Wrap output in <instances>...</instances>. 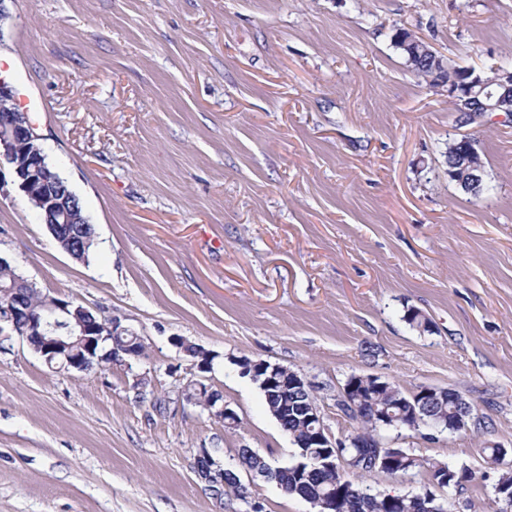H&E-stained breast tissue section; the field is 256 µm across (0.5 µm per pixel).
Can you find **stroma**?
I'll use <instances>...</instances> for the list:
<instances>
[{
	"label": "stroma",
	"mask_w": 512,
	"mask_h": 512,
	"mask_svg": "<svg viewBox=\"0 0 512 512\" xmlns=\"http://www.w3.org/2000/svg\"><path fill=\"white\" fill-rule=\"evenodd\" d=\"M4 7L0 79L29 96L98 247L86 263L64 252L6 172L0 257L119 320L144 351L67 372L0 327V512H313L239 463L243 448L279 463L294 452L241 357L303 375L336 439L356 428L336 407L351 375L458 391L466 430L380 438L476 471L447 497L453 512H491L512 469V117L461 124L391 37L413 30L451 68L512 69V0ZM461 132L485 163L478 198L448 176ZM177 337L215 353L207 379L236 429L186 402ZM203 448L247 498L212 495L194 469Z\"/></svg>",
	"instance_id": "35a3bbf8"
}]
</instances>
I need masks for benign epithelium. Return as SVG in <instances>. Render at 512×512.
<instances>
[{
    "mask_svg": "<svg viewBox=\"0 0 512 512\" xmlns=\"http://www.w3.org/2000/svg\"><path fill=\"white\" fill-rule=\"evenodd\" d=\"M404 46H415L421 49V54L429 57L437 54L430 43L412 31L404 38ZM448 98L455 101L457 110L463 113H512V69H497L496 84L491 89L480 81V73L470 69L462 78L448 84ZM2 105L6 111L0 113V168L8 167L18 188L36 200L44 223H80L79 198L66 182L46 167L33 124L26 113L16 108L11 88L0 80ZM22 287L24 282L16 278L0 284V297L6 299V304L0 307V322L8 323L12 331L25 339L30 349L43 357L47 364H58L68 371H87L101 364L99 350L109 339L113 341L110 361L122 362L131 354V345L118 344L116 340L121 336H132L134 332L118 320L93 319L88 309L54 297L45 300L42 314H33L31 309L24 307ZM174 344L191 356L195 375L213 370L215 355L212 351L189 344L182 338L174 339ZM237 364L241 374L250 376L254 381L261 380V385L272 393L304 392L310 388L309 382L298 372L285 373L283 367L276 363L241 358ZM184 398L189 403L203 405L216 419H235V414L224 406L222 392L213 391L199 380L185 386ZM304 410L305 419L310 423L311 441L320 448L333 449L331 453H324V463L336 465L334 449L338 445L329 435L318 405L307 404ZM195 472L215 489V494L226 488L224 469L205 448L196 456Z\"/></svg>",
    "mask_w": 512,
    "mask_h": 512,
    "instance_id": "7a95c632",
    "label": "benign epithelium"
}]
</instances>
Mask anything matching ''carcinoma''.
Returning <instances> with one entry per match:
<instances>
[{"label":"carcinoma","instance_id":"carcinoma-1","mask_svg":"<svg viewBox=\"0 0 512 512\" xmlns=\"http://www.w3.org/2000/svg\"><path fill=\"white\" fill-rule=\"evenodd\" d=\"M405 29L398 28L393 35V44L405 58L415 75L429 86L438 85V81H448L465 72L463 68H448L444 59L436 61L419 56L402 46L399 37ZM444 157L448 167L458 172L462 179L460 186L477 197L484 191L485 166L477 148L463 154L457 147V140L448 138ZM69 229L81 233L83 238V260H88L93 252L96 237L91 224H71ZM394 386H377L369 381L365 383V393L346 401L336 399V406L347 417L360 424V431L346 437L347 447L336 449L342 455L345 466L363 475L374 472L366 460L385 453L392 465L382 472L393 477L409 475L418 470L429 474V482L421 486L418 492L401 494L391 498L384 493H373L368 486L355 483L346 478L343 470L329 468L319 461L321 449L303 448L301 443L307 438L308 425L301 414L288 411V420L283 422L281 430L288 435L296 446L291 460L282 464H271L267 458L251 448L239 451L242 467L256 472L266 481L276 484L284 493L297 496L314 504L319 512H430L432 500L427 498L430 483L441 481L452 474L447 488H459L476 478L469 468H457L446 462L417 456L404 448H379L380 439L375 432L383 429L417 430L421 424L431 422L436 426L453 428L460 414L459 404L450 396L434 403L426 410L404 397L392 393ZM512 490V470L499 474L493 485L494 512H512V499L506 500L503 493Z\"/></svg>","mask_w":512,"mask_h":512}]
</instances>
